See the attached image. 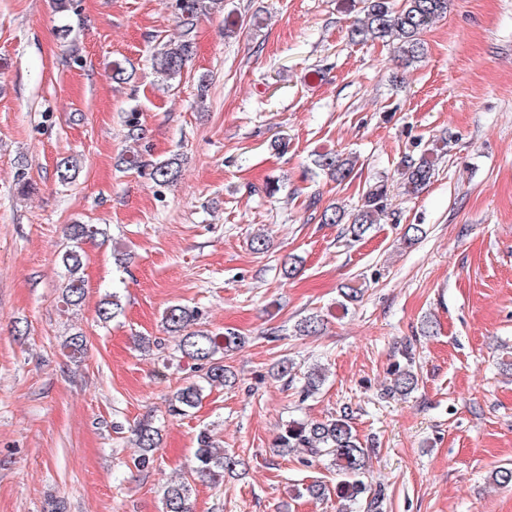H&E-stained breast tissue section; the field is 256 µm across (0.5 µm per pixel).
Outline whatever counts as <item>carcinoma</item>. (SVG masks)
Instances as JSON below:
<instances>
[{
	"mask_svg": "<svg viewBox=\"0 0 512 512\" xmlns=\"http://www.w3.org/2000/svg\"><path fill=\"white\" fill-rule=\"evenodd\" d=\"M363 16L358 18L351 30V40H381L396 45L399 58L410 65L424 54L423 35L433 22L446 15L448 0H401L396 5L393 0H364ZM223 0H179L182 31L178 38L165 42L152 58L155 73L166 80L180 76L193 54L192 28L195 19L222 5ZM316 164L338 183L350 179L355 169L353 161L336 154L318 155ZM79 172L77 159L65 157L57 164L59 181L69 183ZM181 173L179 158L173 157L156 164L152 177L159 186H169L177 181ZM402 182L408 192L415 193L426 186L435 175V164L430 158L406 156L401 161ZM389 194L388 183L379 181L363 192L361 205L350 216L340 208L330 205L322 213L324 224H347L346 233L353 241H359L386 214ZM104 231L94 224H69L66 235L71 244L61 253V265L66 272L67 284L62 299L67 306H78L84 297L85 256L79 243L89 237L102 235ZM123 311L122 299L114 291L104 295L98 306V318L107 323ZM166 333L178 337L172 352L164 357L193 362L197 374L185 381L169 400V411L186 415L195 409L208 386H224L232 383L233 373L224 366V354L236 349L241 337L235 333L215 332L199 326V312L185 305L169 307L162 319ZM323 325L320 315L312 313L300 320L296 332L301 335L315 334ZM325 382L322 369L313 367L304 374L301 387L303 398L317 393ZM415 372L410 369H397L392 384L387 388L390 394H408L417 386ZM138 455L134 466L147 468L154 462L159 443V432L151 423H140L134 429ZM276 447L287 454L296 448L303 450L301 462L310 465L325 460L336 474L342 478V488L348 501L359 505L362 512H379L382 503L381 492L367 495L368 485L364 477L368 466V455L350 425L346 412L324 420L307 423L293 422L286 426L279 436ZM243 462L224 454L215 448L211 436L205 430L198 436L193 461V471L213 484L224 480V474L233 473ZM192 486L186 479L168 484L163 490L164 512H193Z\"/></svg>",
	"mask_w": 512,
	"mask_h": 512,
	"instance_id": "1",
	"label": "carcinoma"
}]
</instances>
